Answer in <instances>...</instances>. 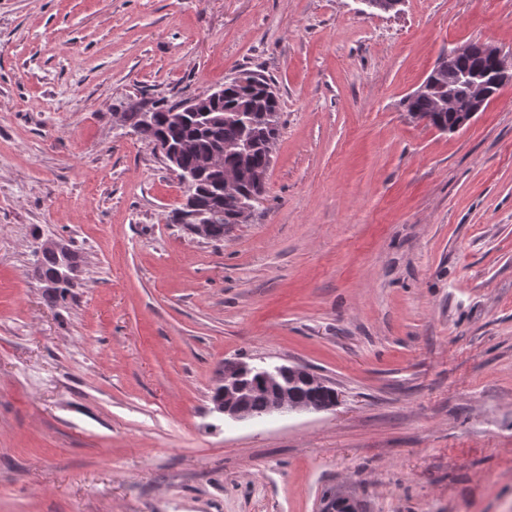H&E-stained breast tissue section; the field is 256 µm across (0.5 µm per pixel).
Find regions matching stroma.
Here are the masks:
<instances>
[{
	"instance_id": "obj_1",
	"label": "stroma",
	"mask_w": 512,
	"mask_h": 512,
	"mask_svg": "<svg viewBox=\"0 0 512 512\" xmlns=\"http://www.w3.org/2000/svg\"><path fill=\"white\" fill-rule=\"evenodd\" d=\"M465 42L511 55L512 0H0V512H512V85L455 133L405 105ZM242 70L279 134L209 240L125 115ZM228 360L340 401L225 419ZM39 250L42 251L40 256L36 258V261L39 262V270L43 276L52 280H61L60 276V263L59 258L53 251H59L65 247V245L61 242H58L52 238H46L42 242H38ZM45 250V251H43ZM51 250V251H47ZM36 273L38 275L39 280L42 284L44 281L40 278L39 270L35 268Z\"/></svg>"
}]
</instances>
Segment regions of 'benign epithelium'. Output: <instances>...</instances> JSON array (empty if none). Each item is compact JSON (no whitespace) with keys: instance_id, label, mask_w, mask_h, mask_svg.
Instances as JSON below:
<instances>
[{"instance_id":"1","label":"benign epithelium","mask_w":512,"mask_h":512,"mask_svg":"<svg viewBox=\"0 0 512 512\" xmlns=\"http://www.w3.org/2000/svg\"><path fill=\"white\" fill-rule=\"evenodd\" d=\"M484 56L492 64L493 70L501 80L512 78V56H505L491 44L483 46ZM224 97V88H209L202 92L185 98L175 109L169 112L168 120L177 123L183 116L192 114L196 117L210 118L213 115V103ZM488 98L487 84L484 77L476 74L469 79L467 101L460 102L455 85H448V111L456 113L458 123L456 129H461L469 124L473 117L483 111ZM254 137L253 132L244 133L241 140L231 144H218L214 146L206 157L207 169L224 172V193L237 194L238 187L249 181L264 182L267 175L253 171L240 170L237 172L224 170V153L232 151L241 155L246 154L251 147ZM165 154V160L170 168L178 170L181 164V153L186 150L183 145L160 147ZM183 180L189 188L190 194L184 202V212L181 215V223L193 225L195 234L204 238L210 237L211 223L215 215H224V206L220 205L213 210L202 209L198 205L194 193L198 185V177L195 173H184ZM228 370L220 377L216 385L218 396L213 402L212 411L228 419L235 421L253 420L255 416L246 405L247 393L239 388L237 380L240 376L253 378L251 385L266 390L270 395L267 414L283 415L292 412L308 411L320 412L330 410L339 403V394L329 385L328 381L316 375L310 368L304 365H273L256 367L239 361L225 363ZM292 381L310 382L322 389L331 391L332 401L327 403L310 404L298 401L286 386L281 383L283 379Z\"/></svg>"}]
</instances>
